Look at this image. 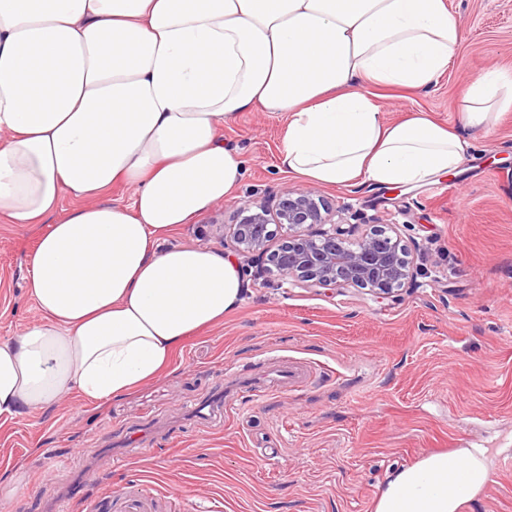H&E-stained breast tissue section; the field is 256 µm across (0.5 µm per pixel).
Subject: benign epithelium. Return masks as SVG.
Wrapping results in <instances>:
<instances>
[{"instance_id": "1", "label": "benign epithelium", "mask_w": 512, "mask_h": 512, "mask_svg": "<svg viewBox=\"0 0 512 512\" xmlns=\"http://www.w3.org/2000/svg\"><path fill=\"white\" fill-rule=\"evenodd\" d=\"M232 228L230 247L253 264L310 287L366 288L380 300L395 297L416 272L409 246L384 228L358 234L359 225L334 220L338 210L313 188L284 187L272 200H252ZM276 229H269L270 225ZM287 237L270 249L277 229Z\"/></svg>"}]
</instances>
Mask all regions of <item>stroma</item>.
I'll return each instance as SVG.
<instances>
[{
    "mask_svg": "<svg viewBox=\"0 0 512 512\" xmlns=\"http://www.w3.org/2000/svg\"><path fill=\"white\" fill-rule=\"evenodd\" d=\"M448 8L463 49L445 74L418 91L368 86L387 121L458 125L464 83L512 71V0ZM281 130L265 112L224 125L242 182L166 245L223 249L241 206L299 186L279 162ZM441 183L438 197L427 185L321 190L362 231L393 226L416 243V279L396 297L298 287L243 262V301L153 380L101 408L71 393L0 420V484L12 486L0 512H92L138 482L158 512H374L392 472L474 447L491 473L460 512H512V112ZM46 230L0 223V339L39 317L27 259ZM274 354L305 371L301 386L273 378Z\"/></svg>",
    "mask_w": 512,
    "mask_h": 512,
    "instance_id": "1",
    "label": "stroma"
}]
</instances>
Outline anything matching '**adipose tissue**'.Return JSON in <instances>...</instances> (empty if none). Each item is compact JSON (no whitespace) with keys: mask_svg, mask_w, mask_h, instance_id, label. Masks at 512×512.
I'll use <instances>...</instances> for the list:
<instances>
[{"mask_svg":"<svg viewBox=\"0 0 512 512\" xmlns=\"http://www.w3.org/2000/svg\"><path fill=\"white\" fill-rule=\"evenodd\" d=\"M461 47L447 0H0V222L49 227L27 268L40 317L0 340V419L124 396L240 303L233 257L160 242L239 186L219 127L242 113L282 115L281 163L311 185L457 171L468 140L423 112L385 122L367 88H425ZM510 111L512 73L490 70L460 122ZM115 184L130 204L102 201ZM489 476L484 449L431 453L375 512H459Z\"/></svg>","mask_w":512,"mask_h":512,"instance_id":"1","label":"adipose tissue"}]
</instances>
